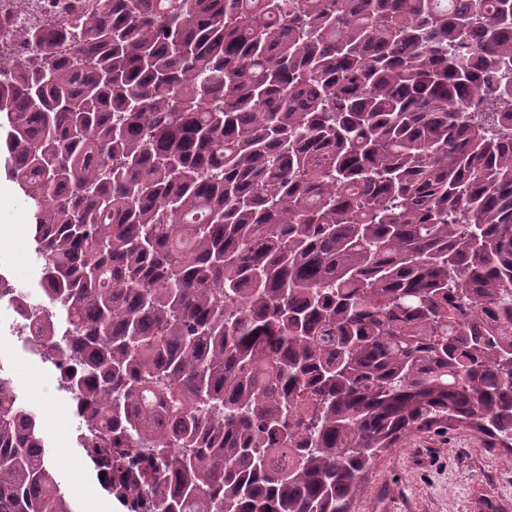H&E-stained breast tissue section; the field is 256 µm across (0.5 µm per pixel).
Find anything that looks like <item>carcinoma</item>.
<instances>
[{
	"label": "carcinoma",
	"instance_id": "cac0c4a2",
	"mask_svg": "<svg viewBox=\"0 0 512 512\" xmlns=\"http://www.w3.org/2000/svg\"><path fill=\"white\" fill-rule=\"evenodd\" d=\"M0 129L50 306L0 299L63 317L128 512H346L451 423L512 449V0L1 16ZM0 512H80L5 376Z\"/></svg>",
	"mask_w": 512,
	"mask_h": 512
}]
</instances>
